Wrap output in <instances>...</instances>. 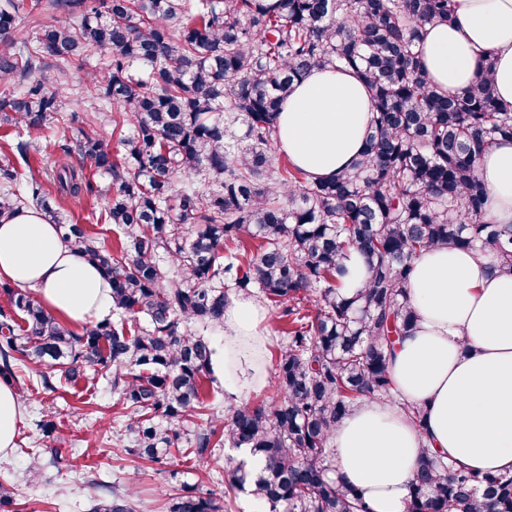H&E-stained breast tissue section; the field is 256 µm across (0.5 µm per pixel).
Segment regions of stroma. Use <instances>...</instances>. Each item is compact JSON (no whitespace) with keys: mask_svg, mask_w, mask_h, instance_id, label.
Wrapping results in <instances>:
<instances>
[{"mask_svg":"<svg viewBox=\"0 0 512 512\" xmlns=\"http://www.w3.org/2000/svg\"><path fill=\"white\" fill-rule=\"evenodd\" d=\"M94 190L82 199L58 202L64 221L94 225L102 240H111L105 225L94 224L92 215L104 205L102 191L106 183L93 178ZM277 311H270L267 321L269 342L263 378L246 396V403L269 394L275 383L276 357L286 342ZM23 413L12 454L0 458V482L15 486L22 512H90L102 496L103 485H134L141 502L139 512H167V502L183 484L223 493L224 467L240 459L239 450L216 448L203 460L183 457L155 464L127 455L117 433L121 428L123 405L117 394L102 380L56 392L32 390L23 401ZM52 420L56 425L57 446L65 464L31 474L32 448L41 435L34 423Z\"/></svg>","mask_w":512,"mask_h":512,"instance_id":"stroma-1","label":"stroma"}]
</instances>
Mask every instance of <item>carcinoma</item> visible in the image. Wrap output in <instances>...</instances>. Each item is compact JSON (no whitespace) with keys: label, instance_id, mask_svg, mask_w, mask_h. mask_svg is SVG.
I'll use <instances>...</instances> for the list:
<instances>
[{"label":"carcinoma","instance_id":"obj_1","mask_svg":"<svg viewBox=\"0 0 512 512\" xmlns=\"http://www.w3.org/2000/svg\"><path fill=\"white\" fill-rule=\"evenodd\" d=\"M39 12L36 40L17 36ZM454 0H0V127L28 140L0 160V216L30 203L59 226L111 288L112 314L77 330L9 283L0 284V380L25 392L16 365L42 389L105 380L125 405L124 451L162 463L245 448L259 466L224 470V496L185 485L168 512H224L251 488L263 512H373L335 474L330 437L352 404L390 399L389 365L418 316L407 283L433 249H477L512 274V224L487 218L481 154L512 139V108L494 92L492 63L468 92L445 93L421 64L426 27L454 20ZM98 63L72 111L71 68ZM350 69L374 120L353 166L313 181L274 159L277 116L315 70ZM75 125L50 166L31 164V135ZM112 124L115 153L94 126ZM27 169L18 180L17 165ZM107 180L97 220L112 251L83 224H65L45 184L66 198ZM367 269L343 291L350 255ZM257 294L283 322L273 395L219 421L204 401L215 349L190 325L224 327L229 296ZM425 432L424 409L404 403ZM206 424L180 428L187 418ZM44 450L33 472L58 467L53 421L35 422ZM131 487H112L92 512H135ZM0 512H22L0 483ZM405 512H512V474L422 449Z\"/></svg>","mask_w":512,"mask_h":512}]
</instances>
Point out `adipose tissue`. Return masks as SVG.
<instances>
[{
  "label": "adipose tissue",
  "instance_id": "ef3b65f1",
  "mask_svg": "<svg viewBox=\"0 0 512 512\" xmlns=\"http://www.w3.org/2000/svg\"><path fill=\"white\" fill-rule=\"evenodd\" d=\"M456 20L428 28L422 66L443 91L464 94L492 62L497 94L512 104V0H455ZM374 113L352 73L321 70L297 84L279 114L281 153L310 177L330 180L360 153ZM488 213L512 224V141L481 157ZM36 288L42 305L73 323L100 320L111 288L94 265L78 259L57 225L33 208L0 217V283ZM419 322L397 343L391 364L395 400L355 405L330 439L337 475L362 491L374 512H405L421 446L465 466L512 473V275L488 267L479 250L436 249L419 258L408 282ZM268 312L253 297L231 298L224 311V390L233 398L255 388ZM427 409L418 433L398 401ZM16 392L0 382V458L10 455L21 420Z\"/></svg>",
  "mask_w": 512,
  "mask_h": 512
}]
</instances>
